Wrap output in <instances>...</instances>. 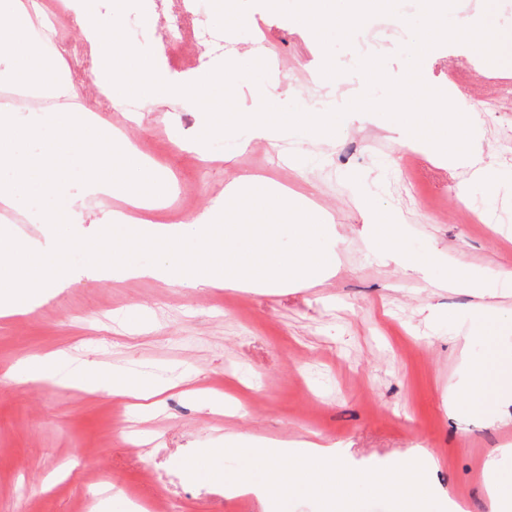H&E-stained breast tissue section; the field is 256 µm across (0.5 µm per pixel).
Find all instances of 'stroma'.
Instances as JSON below:
<instances>
[{"label": "stroma", "instance_id": "35a3bbf8", "mask_svg": "<svg viewBox=\"0 0 512 512\" xmlns=\"http://www.w3.org/2000/svg\"><path fill=\"white\" fill-rule=\"evenodd\" d=\"M302 0H143L122 15L131 44L150 50L156 67L188 82L217 57L210 47H179L163 24L186 12L222 31L224 45L246 52L254 30L265 36L269 68L262 83L243 80L236 100L248 111L261 88H276L281 105L303 95L311 111L342 108L364 84L355 70L361 37L336 23L316 29L294 24ZM67 59L78 98L97 84L96 59L80 24L66 33ZM329 64V75L317 70ZM421 72L476 112L472 141L500 183L478 186L464 169L434 154L409 152L398 122L353 112L330 139L294 135L285 150L236 138L211 146V161L180 154L195 138L201 115L190 100L146 103L144 111L113 113L124 140L144 145L169 194L157 221L180 223L210 206L236 177H265L328 218L326 250L336 275L316 288L278 296L254 290L185 288L164 281L116 276L85 280L39 307L0 318V512H133L131 494L160 493L179 512H266L255 496L228 498L224 484L193 480L184 461L223 443L226 429L263 439L315 436L333 445L349 466L399 464L425 448L440 506L489 512L483 482L494 461L501 486L512 485V425H498L494 405L463 396L465 363L485 360L494 379L512 371V285L493 303L496 322L475 317L467 285L442 287L449 266L467 273L512 270V161L499 150L512 138V62L488 67L459 43L432 49ZM479 210L488 224L459 220ZM401 225L407 252L424 258L423 273L372 252L365 219ZM64 351L139 384L170 382L160 406L137 409L112 395L17 382L23 356ZM241 401L244 414L203 410L178 382Z\"/></svg>", "mask_w": 512, "mask_h": 512}]
</instances>
